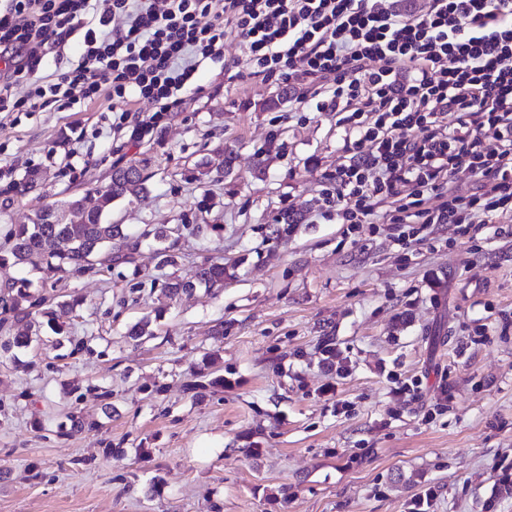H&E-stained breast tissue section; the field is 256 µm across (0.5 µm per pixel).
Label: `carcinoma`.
<instances>
[{
  "label": "carcinoma",
  "instance_id": "cac0c4a2",
  "mask_svg": "<svg viewBox=\"0 0 512 512\" xmlns=\"http://www.w3.org/2000/svg\"><path fill=\"white\" fill-rule=\"evenodd\" d=\"M217 156L215 163L208 159L197 163L199 176L207 177L214 171L230 174L232 155L220 150ZM143 167L141 161L125 168L115 167L107 185L43 205L45 222L14 225L10 233L12 246L8 252H0V266L13 265L30 270L46 268L63 279L133 264L138 242L130 240L123 225L108 221L106 216L113 201L147 195L148 177L143 175ZM145 235L153 236L158 243L160 265L178 266L180 255L166 226H157ZM229 276L231 273L224 265V259L210 258L196 267L190 279L175 278L168 283L167 289L169 295L176 296L198 285L222 288L224 279ZM68 306L67 301L53 304L32 292L25 277L0 282V349L8 351L29 345L39 336L45 323L56 334L65 335V324L59 322V318ZM15 323L26 325L24 335L11 334Z\"/></svg>",
  "mask_w": 512,
  "mask_h": 512
}]
</instances>
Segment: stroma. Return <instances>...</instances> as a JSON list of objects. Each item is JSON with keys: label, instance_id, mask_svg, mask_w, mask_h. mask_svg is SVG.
I'll list each match as a JSON object with an SVG mask.
<instances>
[{"label": "stroma", "instance_id": "1", "mask_svg": "<svg viewBox=\"0 0 512 512\" xmlns=\"http://www.w3.org/2000/svg\"><path fill=\"white\" fill-rule=\"evenodd\" d=\"M222 69L140 141L104 98L0 130V250L35 206L145 159L148 196L112 221L174 229L182 254L159 266L147 239L131 267L32 273L78 304L66 341L46 327L0 358V512H409L429 488L434 512H512V222L438 224L405 252L396 225L319 219L347 155L336 114ZM225 147L230 174L198 178ZM207 256L233 278L165 295ZM200 376L224 384L196 399Z\"/></svg>", "mask_w": 512, "mask_h": 512}]
</instances>
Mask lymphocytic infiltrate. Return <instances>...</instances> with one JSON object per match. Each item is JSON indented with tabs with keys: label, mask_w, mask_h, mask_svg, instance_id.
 Wrapping results in <instances>:
<instances>
[{
	"label": "lymphocytic infiltrate",
	"mask_w": 512,
	"mask_h": 512,
	"mask_svg": "<svg viewBox=\"0 0 512 512\" xmlns=\"http://www.w3.org/2000/svg\"><path fill=\"white\" fill-rule=\"evenodd\" d=\"M228 26L243 69L340 116L350 157L328 175L322 218L383 211L404 248L436 224L512 221V0H430L422 13L394 0H0V125L104 96L122 123L149 102L132 130L145 137L203 92ZM47 65L48 82L36 76ZM461 177L474 193L455 194Z\"/></svg>",
	"instance_id": "f902f5d3"
}]
</instances>
